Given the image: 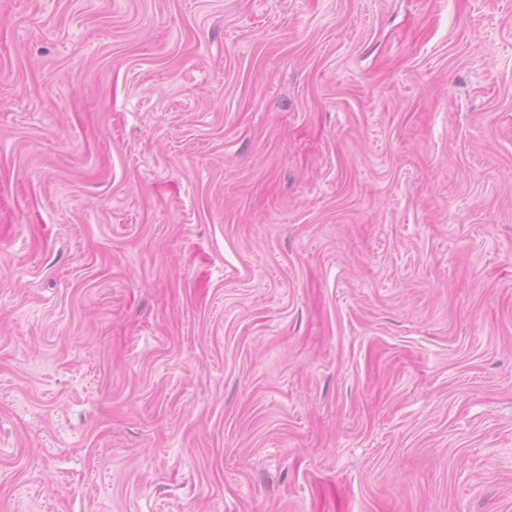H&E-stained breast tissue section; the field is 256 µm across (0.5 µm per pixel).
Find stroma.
Listing matches in <instances>:
<instances>
[{
	"instance_id": "stroma-1",
	"label": "stroma",
	"mask_w": 512,
	"mask_h": 512,
	"mask_svg": "<svg viewBox=\"0 0 512 512\" xmlns=\"http://www.w3.org/2000/svg\"><path fill=\"white\" fill-rule=\"evenodd\" d=\"M0 512H512V0H0Z\"/></svg>"
}]
</instances>
